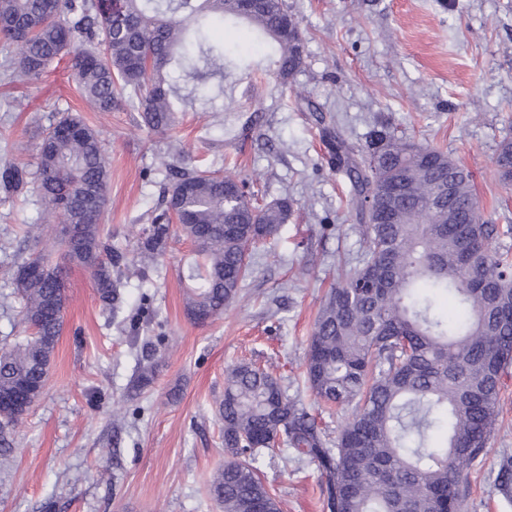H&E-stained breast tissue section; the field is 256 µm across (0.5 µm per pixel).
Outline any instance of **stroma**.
I'll use <instances>...</instances> for the list:
<instances>
[{
	"mask_svg": "<svg viewBox=\"0 0 512 512\" xmlns=\"http://www.w3.org/2000/svg\"><path fill=\"white\" fill-rule=\"evenodd\" d=\"M305 35L304 64L280 84L270 39L228 23L214 35L241 47L244 67L210 76L223 90L220 111L193 104L172 130L157 134L138 113L98 112L82 99L65 66L26 84L0 77V166L30 165L41 132L67 113L98 130L108 161L103 224L114 244L136 257L152 216L164 208L172 169L205 161L257 184L264 201L291 198L278 235L251 253V274L236 303L203 325L184 313L178 268L192 254L173 240L147 263L143 281L124 289L125 316L101 310L89 272L68 269L67 306L49 379L21 420L9 459H0V512H224L208 494L224 462L216 404L224 370L241 361L275 363L281 383L316 415L329 437L340 420L304 385L308 338L327 292L361 248L351 183L329 161V134L356 146L393 129L447 152L473 176L495 246L512 257V185L495 164L512 140V0H287ZM325 118L317 125L311 109ZM35 194L0 201V337L23 336L13 294L15 258L33 241L60 232L43 220ZM149 321L131 325L141 294ZM154 347L159 371L150 387L129 386ZM498 426L470 472L462 512H512L500 488L512 468V369L503 378ZM260 477L281 512H321L315 465L276 460Z\"/></svg>",
	"mask_w": 512,
	"mask_h": 512,
	"instance_id": "35a3bbf8",
	"label": "stroma"
}]
</instances>
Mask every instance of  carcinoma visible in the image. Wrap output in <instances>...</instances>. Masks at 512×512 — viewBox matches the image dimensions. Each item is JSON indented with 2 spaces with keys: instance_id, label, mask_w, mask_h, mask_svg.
<instances>
[{
  "instance_id": "carcinoma-1",
  "label": "carcinoma",
  "mask_w": 512,
  "mask_h": 512,
  "mask_svg": "<svg viewBox=\"0 0 512 512\" xmlns=\"http://www.w3.org/2000/svg\"><path fill=\"white\" fill-rule=\"evenodd\" d=\"M226 20L246 21L273 41L280 83L302 68L304 36L286 0H262L247 13L239 0H121L115 18L101 0H0L4 75L30 81L64 60L97 111L126 105L148 129L165 133L175 123L172 68L202 78L200 62L238 66L210 41L211 26ZM511 157L505 140L496 156L505 183ZM330 160L352 183L363 251L319 309L304 379L317 399L354 412L333 442L270 369L226 368L218 406L226 458L208 493L224 512H279L260 465L289 452L320 470L323 512H461L460 487L495 430L512 365V263L493 246L496 225L459 223L479 201L470 172L446 152L380 132L360 160L336 138ZM450 178L451 197L440 192ZM107 186L102 139L76 114L44 130L34 170L0 168L4 198L32 192L74 225L64 259L90 271L115 319L125 308L124 282L142 271L104 232ZM292 208L286 197L259 204L219 169H186L138 252L157 260L174 237L190 241L194 258L179 271L185 313L215 318L249 274L244 242L276 236ZM14 284L29 334L0 339V395L26 387L30 397L0 415L1 448L42 395L67 301L49 253L23 259ZM440 294L462 318L436 312Z\"/></svg>"
}]
</instances>
